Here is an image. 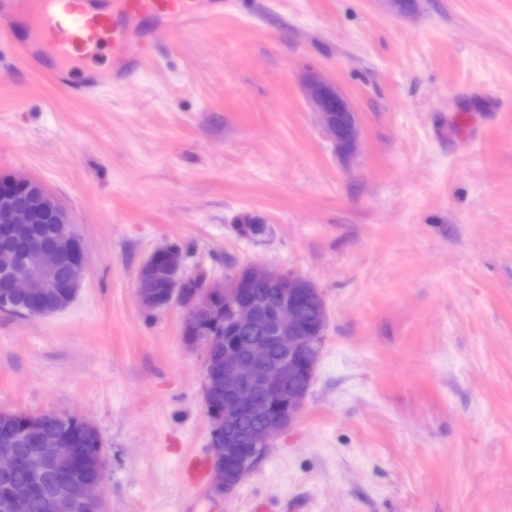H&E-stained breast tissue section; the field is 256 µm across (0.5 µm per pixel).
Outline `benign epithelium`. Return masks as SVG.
<instances>
[{
	"label": "benign epithelium",
	"instance_id": "1",
	"mask_svg": "<svg viewBox=\"0 0 512 512\" xmlns=\"http://www.w3.org/2000/svg\"><path fill=\"white\" fill-rule=\"evenodd\" d=\"M301 85L336 154L353 161L360 150L361 131L350 99L314 70L304 73ZM12 194L8 188L0 189V228L34 223V212L16 204ZM44 197V210L62 223L57 247L28 249L23 255L22 271L14 276L11 284L15 293L29 298L38 307L37 316L58 309L49 303L58 287L55 272L61 255H70L82 272L87 264L85 245L64 207L53 195L46 193ZM154 253L163 256L164 271L171 281L165 306L176 304L184 310L182 327H192L199 316L214 313L213 298L217 294L224 296V319L234 330L251 331L259 325L265 326L261 335L244 341L231 342L216 333L185 340L188 348L202 352L203 402L209 403L214 384L224 383V411L210 417L209 453L213 460L214 490L230 495L304 409L326 325L314 331L304 328L296 309L306 296L319 294L321 289L307 277L288 271L275 272L261 263L248 264L222 279L206 277L199 285L188 288L182 248L165 245ZM255 279L279 287L280 302L272 310H264L253 299ZM274 347L284 353L276 362L270 356ZM300 376L304 377L303 382L294 384ZM245 412L260 421L251 448L238 447L234 435V426ZM87 452L88 449L78 447L76 437L67 429L42 435L36 448L24 456L13 448L11 440L1 441L0 476L22 469L28 480L14 486L9 497L0 501V512H17L52 468L63 477L65 490V496L53 506L55 512H102V483H88L70 476L71 467Z\"/></svg>",
	"mask_w": 512,
	"mask_h": 512
}]
</instances>
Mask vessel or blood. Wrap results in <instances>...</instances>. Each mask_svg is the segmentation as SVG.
<instances>
[{
    "label": "vessel or blood",
    "mask_w": 512,
    "mask_h": 512,
    "mask_svg": "<svg viewBox=\"0 0 512 512\" xmlns=\"http://www.w3.org/2000/svg\"><path fill=\"white\" fill-rule=\"evenodd\" d=\"M224 19V0H110L109 8L97 0H0V36L12 37L23 29V48L33 59L52 51L60 62L53 74L56 84L69 80L73 48L82 58L95 55L100 44L112 50V70L89 72L85 88L121 87L136 80L149 56L154 32L162 27L185 31L206 27ZM210 463L192 456L183 467L187 486L202 485Z\"/></svg>",
    "instance_id": "1"
}]
</instances>
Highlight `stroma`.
<instances>
[{
    "label": "stroma",
    "mask_w": 512,
    "mask_h": 512,
    "mask_svg": "<svg viewBox=\"0 0 512 512\" xmlns=\"http://www.w3.org/2000/svg\"><path fill=\"white\" fill-rule=\"evenodd\" d=\"M23 37L0 40V177L42 183L88 265L66 309L0 312V411L88 419L103 512H512V0H226L95 98L80 85L109 51L63 89ZM308 69L357 110L350 164ZM164 244L190 276L258 260L325 297L305 407L228 497L181 480L210 423L181 308L136 297Z\"/></svg>",
    "instance_id": "stroma-1"
}]
</instances>
